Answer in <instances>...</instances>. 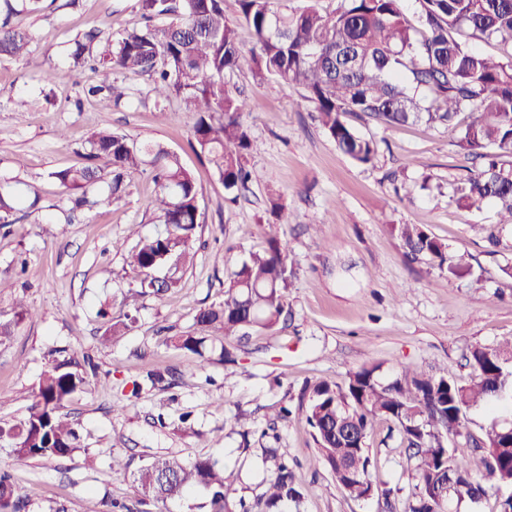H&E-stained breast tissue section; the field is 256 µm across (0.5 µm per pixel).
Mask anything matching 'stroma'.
Segmentation results:
<instances>
[{
  "instance_id": "35a3bbf8",
  "label": "stroma",
  "mask_w": 512,
  "mask_h": 512,
  "mask_svg": "<svg viewBox=\"0 0 512 512\" xmlns=\"http://www.w3.org/2000/svg\"><path fill=\"white\" fill-rule=\"evenodd\" d=\"M224 17L238 25L244 54L224 81L247 100V164L259 175L232 193L192 150L194 119L179 98L156 102L148 76L123 72L113 79L125 97L104 109L87 93L101 74L72 63L74 40L91 26L100 29L98 49L116 48L140 21L138 0H43L38 11L12 19L32 42L23 59L0 58V188L17 197L19 209L10 232L0 231V320L12 319L20 299L35 315L0 345V423L24 416L49 350L79 359L90 381L68 404L80 424L69 458L21 460L0 447V471L11 475L24 512H84L91 497L131 512H192L204 500L201 490L162 508L139 502L131 472L170 454L217 461L234 472L235 497L251 500L268 486L271 448L288 458L304 494L282 512H405L416 462L399 435L379 422L367 441L372 481L391 489L390 500L349 499L318 461L300 405L304 384L340 382L370 365L385 381L433 367L467 382L471 348L512 339V224L501 223L497 202L466 210L452 201L472 167L456 145L466 114L453 129L351 117L377 149L372 163H358L336 147L302 91L256 77L254 39L240 24L238 0H224ZM102 128L176 153L200 190L202 222L174 272L177 285L134 306L123 302L138 285L126 257L139 237L163 229L151 205L150 166L128 178L121 196L71 222V194L53 177L88 165L89 140ZM273 193L284 206L278 219L269 212ZM393 224L422 225L465 254L472 274L452 279L410 261L389 231ZM274 231L295 268L277 330L242 341L213 335L202 357L167 345V337L196 332L199 310L223 300L231 272ZM107 303L113 321L128 324L114 343L105 341L97 316ZM226 348L236 363H224ZM157 366L172 368L169 388L144 385ZM137 382L144 388L136 396ZM283 406L292 414L276 421ZM116 457L128 461L129 474L112 471Z\"/></svg>"
}]
</instances>
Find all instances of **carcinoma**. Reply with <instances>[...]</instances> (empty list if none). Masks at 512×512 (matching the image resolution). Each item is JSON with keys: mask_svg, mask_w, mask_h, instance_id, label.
<instances>
[{"mask_svg": "<svg viewBox=\"0 0 512 512\" xmlns=\"http://www.w3.org/2000/svg\"><path fill=\"white\" fill-rule=\"evenodd\" d=\"M41 0H0V57L19 59L28 52L31 35L11 23L20 11H37ZM144 24L127 30L116 50L95 57L102 84L88 93L105 105L119 103L124 88L110 81L117 71L140 72L153 79L154 93L179 97L194 116L195 145L227 190L246 187L251 148L243 121L246 101L226 88L224 75L238 68L241 50L235 25L224 18V0H138ZM420 27L412 26L399 0H338L324 14L316 0L302 7H274V0H238L241 19L255 40L252 63L256 75L279 87L299 88L314 105L336 147L359 163L372 160L371 141L358 135L349 117L364 113L385 125L418 121L453 125L459 112L469 121L456 142L460 152L478 163L457 187L453 201L471 209L489 199L501 203L500 223L512 224V167L498 158L512 155V55L495 59L460 38L497 39L512 45V0H419ZM175 22L156 28L157 16ZM91 29L74 42V65L87 60L97 39ZM90 157L111 168L110 194L122 190L124 179L145 163L153 166L158 187L153 207L166 232L140 238L127 265L140 278V288L124 301L158 294L177 283L159 280L153 272L171 259L181 261L200 224L199 190L177 156L157 144L137 145L108 128L90 139ZM61 187L87 190L102 180L100 169L87 165L52 173ZM15 201L0 193V229L9 220ZM413 260L424 259L458 277L470 273L465 257L448 250L442 240L418 224H392ZM293 263L279 238L252 252L233 271L224 300L201 309V330L222 331L244 338L258 328L271 330L284 312ZM32 316L19 302L14 318L0 323V338ZM207 337L173 336L178 349L202 355ZM469 364L475 377L467 384L446 374L410 371V379L383 383L378 366H363L341 381L320 380L303 390L306 420L317 452L337 484L354 500L373 487L371 457L366 441L377 421L395 427L409 457L416 460V492L407 512H448V499L467 496L477 502L490 489L512 483V437L492 421L481 436L448 447L461 435L466 412L480 405L512 400V341L494 348L471 349ZM88 374L73 357H52L41 374L27 414L11 425H0L5 441L19 459H59L71 455L80 439L78 423L67 404L84 389ZM142 501L166 503L191 489L208 493L207 512H279V504L297 502L285 459L264 494L252 503L230 499L232 474L208 458L187 463L171 455L157 457L133 475ZM23 504L6 472H0V512H22Z\"/></svg>", "mask_w": 512, "mask_h": 512, "instance_id": "obj_1", "label": "carcinoma"}]
</instances>
